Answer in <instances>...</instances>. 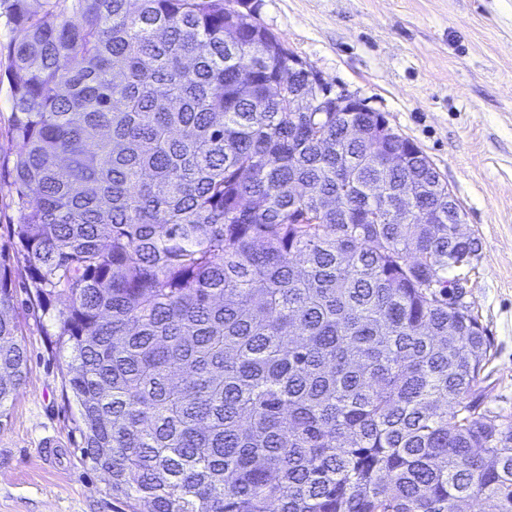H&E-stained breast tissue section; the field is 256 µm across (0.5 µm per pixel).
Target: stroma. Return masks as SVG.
Returning a JSON list of instances; mask_svg holds the SVG:
<instances>
[{
    "label": "stroma",
    "instance_id": "obj_1",
    "mask_svg": "<svg viewBox=\"0 0 512 512\" xmlns=\"http://www.w3.org/2000/svg\"><path fill=\"white\" fill-rule=\"evenodd\" d=\"M258 21L335 92L383 113L428 157L479 243L464 301L492 344L482 407L512 418V0H250ZM59 304L11 313L27 382L0 424V512H129L81 458L69 361L52 340Z\"/></svg>",
    "mask_w": 512,
    "mask_h": 512
}]
</instances>
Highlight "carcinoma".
<instances>
[{"mask_svg": "<svg viewBox=\"0 0 512 512\" xmlns=\"http://www.w3.org/2000/svg\"><path fill=\"white\" fill-rule=\"evenodd\" d=\"M224 2L0 0V419L27 379L22 272L63 304L82 454L131 512H512V421L477 395L491 342L448 300L477 239L434 222L425 155L373 167L336 113L270 97L305 89ZM7 57L5 52L0 55V157L3 160L4 157L12 160L17 151V146L13 142L9 135V126L12 115V104L9 95L8 82L5 76V70L7 67ZM18 212L16 210L13 194L6 182L0 183V246L8 243L13 230V224H17Z\"/></svg>", "mask_w": 512, "mask_h": 512, "instance_id": "carcinoma-1", "label": "carcinoma"}]
</instances>
